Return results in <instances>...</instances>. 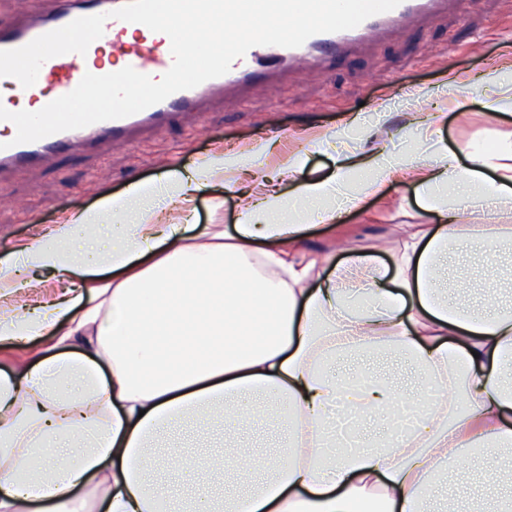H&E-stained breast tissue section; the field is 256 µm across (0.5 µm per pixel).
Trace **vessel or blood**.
<instances>
[{"instance_id": "obj_1", "label": "vessel or blood", "mask_w": 512, "mask_h": 512, "mask_svg": "<svg viewBox=\"0 0 512 512\" xmlns=\"http://www.w3.org/2000/svg\"><path fill=\"white\" fill-rule=\"evenodd\" d=\"M443 0H401L391 11L374 15L358 27L311 36L297 48L279 46H255L233 61L225 75L210 79L199 86L173 93L164 101L131 116L101 121L84 128L59 132L41 140L17 144L0 149V170L36 162L72 142L86 139L93 134L104 135L116 141L126 140L130 131L137 127L164 128L175 113L190 111L197 107L203 94L222 88L224 85L243 83L257 76L255 61L266 56L275 61L291 63L309 61L324 64V46L332 45L344 49L355 41L372 33L403 22L416 14L438 8ZM116 6L112 0H64V5L55 13L40 21L21 24L9 29H0V50L22 47L40 35L63 27L71 21L90 15H106L105 35L120 40L126 34L125 21L113 18ZM126 63L138 72L152 71L154 77H162L171 67L173 56L171 46L161 36L151 34L138 38L125 52ZM88 59L77 53L57 56L47 60L40 68L42 83L34 84L29 92L38 106H45L52 100L68 94L76 88L88 70Z\"/></svg>"}]
</instances>
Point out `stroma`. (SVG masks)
<instances>
[{
	"label": "stroma",
	"instance_id": "obj_1",
	"mask_svg": "<svg viewBox=\"0 0 512 512\" xmlns=\"http://www.w3.org/2000/svg\"><path fill=\"white\" fill-rule=\"evenodd\" d=\"M512 45V0H452L445 10L395 24L362 40L347 54L321 66H288L261 60L265 81L227 88L206 98L194 111L178 114L160 130L141 129L129 141L114 143L100 137L92 146L61 150L35 168L0 171V256L56 224L66 213L89 210L100 197L122 193L134 180L152 181L178 161L192 165L217 149H241L253 140L275 135L280 139L269 156L276 164L300 149L293 139L298 130L318 135L330 129L329 146L306 156L304 174L326 177L336 170V155L369 151L374 140L389 145L393 155L410 150L413 112H429L445 104L438 97L443 74L456 71L475 76L498 65L500 81L512 82V63L505 55ZM420 86L434 98L407 106L402 89ZM480 85L462 94L448 108L442 124L443 149L463 159L461 145L483 152L512 142V109L493 113L485 107ZM359 114L362 126L344 123L346 114ZM378 128L377 139L368 129ZM210 194L190 209L172 208L167 222L220 224L233 233L241 209V194L225 193L224 207L212 211ZM435 212L420 208L415 189L406 182L387 186L359 211L344 215L336 227L317 230L305 240V253L322 254L329 247H397L398 224H435Z\"/></svg>",
	"mask_w": 512,
	"mask_h": 512
}]
</instances>
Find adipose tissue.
I'll return each instance as SVG.
<instances>
[{
    "instance_id": "obj_1",
    "label": "adipose tissue",
    "mask_w": 512,
    "mask_h": 512,
    "mask_svg": "<svg viewBox=\"0 0 512 512\" xmlns=\"http://www.w3.org/2000/svg\"><path fill=\"white\" fill-rule=\"evenodd\" d=\"M412 121L433 154H341L331 177L308 179L300 152L267 168L270 143L259 139L243 160L218 150L172 164L0 258V344L83 346L0 369V512H92L94 502L102 512H432L441 478L473 458L495 487L477 512H512V490L495 486L512 447V304L498 301L497 274L483 283L485 307L447 291L463 248L512 266L511 227L459 234L477 210H512V150L462 167L438 148L442 113ZM244 172L254 192L233 235L162 223L157 195L184 207L214 185L235 189ZM398 180L442 224L411 225L390 263L375 247L296 259L313 229ZM42 269L71 289L17 308L20 274ZM380 361L409 365L420 385L372 378ZM461 395L469 411L455 409ZM401 401L421 421L397 441L357 431V451L333 423L340 409L358 421ZM264 423L277 440L268 455L242 437ZM188 424L223 430L219 458L158 446ZM49 448L58 461H46Z\"/></svg>"
}]
</instances>
